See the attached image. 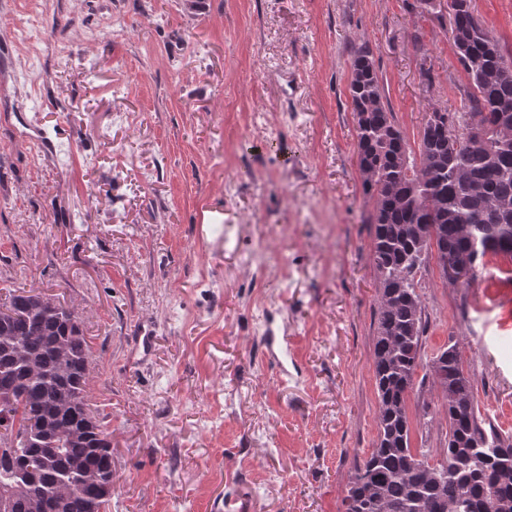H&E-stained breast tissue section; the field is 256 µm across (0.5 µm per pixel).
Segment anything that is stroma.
I'll use <instances>...</instances> for the list:
<instances>
[{
	"mask_svg": "<svg viewBox=\"0 0 512 512\" xmlns=\"http://www.w3.org/2000/svg\"><path fill=\"white\" fill-rule=\"evenodd\" d=\"M472 7L512 51V0ZM451 28L420 0H0V299L77 312L110 512H344L378 413L352 53L414 146L469 86ZM417 278L412 447L445 443L451 341L512 432V258Z\"/></svg>",
	"mask_w": 512,
	"mask_h": 512,
	"instance_id": "1",
	"label": "stroma"
}]
</instances>
